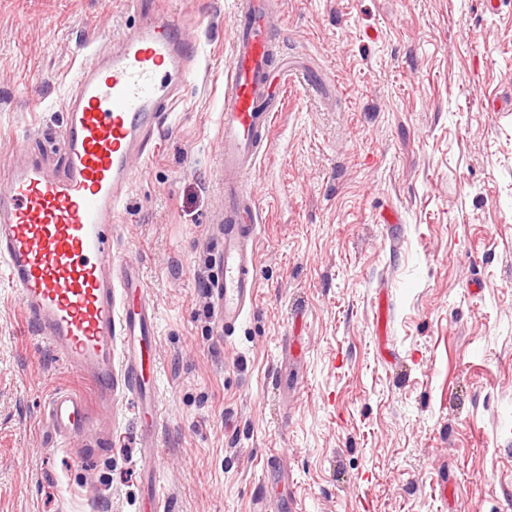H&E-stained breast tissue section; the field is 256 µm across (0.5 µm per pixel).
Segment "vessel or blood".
<instances>
[{"mask_svg": "<svg viewBox=\"0 0 512 512\" xmlns=\"http://www.w3.org/2000/svg\"><path fill=\"white\" fill-rule=\"evenodd\" d=\"M230 61L224 72V246L212 293L224 329L255 300L260 203L245 190L277 156L273 125L284 107V69L275 67L269 0H234ZM88 52L64 102L59 158L48 163L17 147L0 162V267L23 313L50 347L93 389L49 392L51 440L81 437L111 445L94 422L117 396L139 405L142 469L156 477L153 450L162 406L154 381L156 321L139 261L112 232L132 160L146 161L158 129L199 56L183 24L163 15L112 34Z\"/></svg>", "mask_w": 512, "mask_h": 512, "instance_id": "1", "label": "vessel or blood"}]
</instances>
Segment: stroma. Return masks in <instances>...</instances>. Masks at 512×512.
<instances>
[{
  "instance_id": "35a3bbf8",
  "label": "stroma",
  "mask_w": 512,
  "mask_h": 512,
  "mask_svg": "<svg viewBox=\"0 0 512 512\" xmlns=\"http://www.w3.org/2000/svg\"><path fill=\"white\" fill-rule=\"evenodd\" d=\"M234 0H162L200 48L116 226L157 311L166 512H512V0H273L286 151L255 301L223 333L219 123ZM128 0H0V159H55L69 78ZM89 387L0 274V512H144L139 407L49 447Z\"/></svg>"
}]
</instances>
